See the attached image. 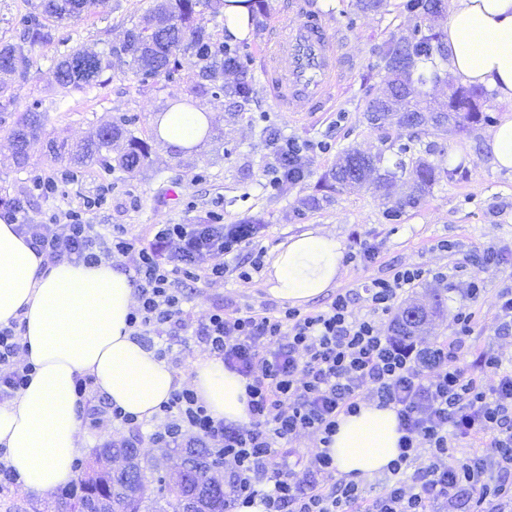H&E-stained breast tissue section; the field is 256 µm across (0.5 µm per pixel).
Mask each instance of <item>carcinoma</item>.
<instances>
[{
    "instance_id": "obj_1",
    "label": "carcinoma",
    "mask_w": 512,
    "mask_h": 512,
    "mask_svg": "<svg viewBox=\"0 0 512 512\" xmlns=\"http://www.w3.org/2000/svg\"><path fill=\"white\" fill-rule=\"evenodd\" d=\"M109 0H28V10L20 16V36L16 42H0V74L25 83L41 49L55 42L57 28L65 21L78 20L106 7ZM390 0H355L360 12L385 13ZM400 13L414 21L404 41L411 63L396 68L391 53V41L385 42L383 71L386 90L378 92L366 102L364 116L374 124L372 114L380 112V129L415 128L431 130L440 136L462 131L478 125H488L493 118L487 114L484 92L476 87L459 86L452 90L448 101L436 107L420 106L423 88L440 80L438 71L427 64L446 58L435 44L436 33L429 19L442 12V0H400L396 4ZM213 17L224 15V0H152V5L136 20H131L123 38L108 42V52L89 53L80 46H72L59 53L55 63L58 84L68 90L82 91L104 84L103 74L112 68V56H130V71L140 82L164 77L168 80L179 75V57L190 54L197 59V71L188 80L187 95L183 103L195 106L194 98L208 94L210 89H222L230 96L246 99L253 93L247 81L232 85L224 82V75L238 71L241 64L236 54L226 49V39L210 32L199 18L202 11ZM101 62H91L94 57ZM14 100L8 95V82L0 81V132L5 133L13 147V161L17 170L29 165V147L32 141L45 135L46 116L42 102L33 101L17 119L8 124L5 114ZM133 118H121L100 126L93 137L70 146L56 137L48 138L51 161L68 165L70 180L78 178L80 170L96 165L107 173L117 169L129 171L148 158L150 146L146 140L134 135ZM124 140L126 151L112 156L115 142ZM381 157L368 155L356 149H347L336 166L323 178L322 187L328 190L360 189L366 186L372 174L379 181L398 176L406 178L407 191L386 205V220H397L410 209L419 207L437 182L439 173L428 161L419 158L410 167L397 164V170L380 171ZM180 456L193 455L200 468L203 483L200 499L206 512H226L228 493L224 488V472L209 460L204 448H161L149 459L131 455V467L142 488L138 495L127 492L124 471L102 472L89 464L75 480L76 489L61 495V501L76 503L81 512H183V498L189 490L175 479L162 475L165 461L172 452Z\"/></svg>"
}]
</instances>
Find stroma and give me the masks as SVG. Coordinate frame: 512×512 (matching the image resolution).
I'll return each mask as SVG.
<instances>
[{
    "label": "stroma",
    "instance_id": "obj_1",
    "mask_svg": "<svg viewBox=\"0 0 512 512\" xmlns=\"http://www.w3.org/2000/svg\"><path fill=\"white\" fill-rule=\"evenodd\" d=\"M309 11L321 14L331 35L342 48L346 77L322 112L278 111L270 90L264 86L259 65H252L248 78L255 92L249 100L221 96L198 98V106L212 113L211 134L191 150H178L158 139H151V153L132 171L117 170L105 175L100 169H86L78 179L61 182L62 165L47 162L44 141L31 143L30 164L17 171L11 161L9 142L0 137V197H27L25 216L29 223L64 221L68 211L78 209L84 198L103 197L98 209L88 213L90 223L100 232L113 225H123L129 232L148 239L157 224H196L218 214L224 223L244 221L260 223L259 240L266 251L275 250L288 238L315 227H325L341 238L345 249L357 248L368 241L378 247L374 262L344 263L336 288L307 304V311L324 308L336 293H361L365 282L384 277L401 265H419L430 270L451 272L447 284L426 282L405 293V300L431 304L441 297L443 308L430 325L425 338L434 340L451 332L452 316L462 302L461 292L472 274H480L484 291L475 310L477 326L472 341L477 348H491L512 359V336L498 335L495 320L498 293L505 282L512 281V172L493 169L485 141L489 128L465 130L449 138L445 150H437L438 138L430 132L411 137L406 154L388 148L384 131L369 125L363 113L369 97L384 86L380 50L390 34H407L412 26L397 9L384 14L355 11L351 0H305ZM148 0H110L105 11L58 27L56 35L68 45H82L97 52L106 51V38H118L128 27L134 13L148 7ZM56 45L46 46L36 58L27 83L13 85L14 112H22L36 98L47 111L48 131L77 143L85 139L100 122L122 115L138 116L136 132L151 128L153 113L165 111L169 102L183 96L186 77L195 70V59L183 56L180 77L159 79L142 87L135 82L121 62H113L105 85L85 91L69 92L55 78L53 58ZM276 128L281 134L310 142L306 154V178L298 185L275 193L266 189L264 174L272 160L264 130ZM328 150H319V143ZM382 155L383 166L397 159L411 161L422 157L431 162L440 180L423 204L410 210L401 223L390 224L383 217V194L401 197L403 179L390 181L384 191L361 189L336 190L328 202L296 218L301 199L316 193L321 178L334 166L340 153L348 148ZM464 164L460 179L446 178L449 168ZM59 179L56 195L31 194L35 177ZM178 187L180 196L172 201L168 190ZM448 241L441 250L440 241ZM495 246L507 255L506 263L480 269L478 258L487 246ZM264 275L242 282L234 275L210 285L186 286V307L193 321L205 320L218 306L253 307L277 313L283 300L266 289Z\"/></svg>",
    "mask_w": 512,
    "mask_h": 512
}]
</instances>
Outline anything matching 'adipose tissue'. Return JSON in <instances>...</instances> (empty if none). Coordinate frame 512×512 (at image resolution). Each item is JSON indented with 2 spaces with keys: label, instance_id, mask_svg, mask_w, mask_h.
Returning a JSON list of instances; mask_svg holds the SVG:
<instances>
[{
  "label": "adipose tissue",
  "instance_id": "ef3b65f1",
  "mask_svg": "<svg viewBox=\"0 0 512 512\" xmlns=\"http://www.w3.org/2000/svg\"><path fill=\"white\" fill-rule=\"evenodd\" d=\"M448 58L440 70L463 84L512 102V0H453L443 28ZM208 110L171 102L152 125L163 143L193 149L210 128ZM343 244L315 228L289 237L270 255L269 293L302 306L336 286ZM135 303L128 272L107 263L45 262L0 222V326L16 325L35 372L11 401L0 404V453L24 489L46 495L68 482L83 450L77 379L123 411L150 420L182 382L136 337L127 317ZM190 382L210 412L228 423L248 419L246 381L221 359L203 357ZM393 408L369 403L344 416L329 447L342 476L369 480L400 453Z\"/></svg>",
  "mask_w": 512,
  "mask_h": 512
}]
</instances>
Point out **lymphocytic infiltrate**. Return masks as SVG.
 <instances>
[{
  "mask_svg": "<svg viewBox=\"0 0 512 512\" xmlns=\"http://www.w3.org/2000/svg\"><path fill=\"white\" fill-rule=\"evenodd\" d=\"M87 199L64 223L31 224L22 208L0 214L47 261L98 264L128 259L136 303L128 317L134 336L191 333L246 380L249 421L215 418L189 387L161 407L150 442L160 448L203 445L229 466L232 499L260 500L264 512H512V365L492 349L472 348L471 304L483 282L470 276L449 336L421 341L382 331L400 297L426 281L429 270L399 266L363 286L367 311L354 313L351 293L324 308L270 315L216 307L200 323L183 309L182 275L212 283L227 273L251 281L263 267L255 224H160L150 241L125 228L97 231L82 216L99 207ZM224 255L221 264L212 255ZM15 327H0V401L26 386L33 366ZM493 373L494 384L480 381ZM376 402L395 409L400 454L389 463L380 496L365 502L353 479H336L329 446L340 416ZM312 431L319 446L305 452L294 438ZM283 465L270 469L273 457ZM426 458L413 482L404 475ZM414 467V466H413Z\"/></svg>",
  "mask_w": 512,
  "mask_h": 512,
  "instance_id": "f902f5d3",
  "label": "lymphocytic infiltrate"
}]
</instances>
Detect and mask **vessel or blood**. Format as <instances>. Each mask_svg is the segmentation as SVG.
Here are the masks:
<instances>
[{
  "instance_id": "1",
  "label": "vessel or blood",
  "mask_w": 512,
  "mask_h": 512,
  "mask_svg": "<svg viewBox=\"0 0 512 512\" xmlns=\"http://www.w3.org/2000/svg\"><path fill=\"white\" fill-rule=\"evenodd\" d=\"M298 19L287 25L274 20L261 55V75L284 112H319L343 75L338 66L340 45L326 21L298 7Z\"/></svg>"
}]
</instances>
